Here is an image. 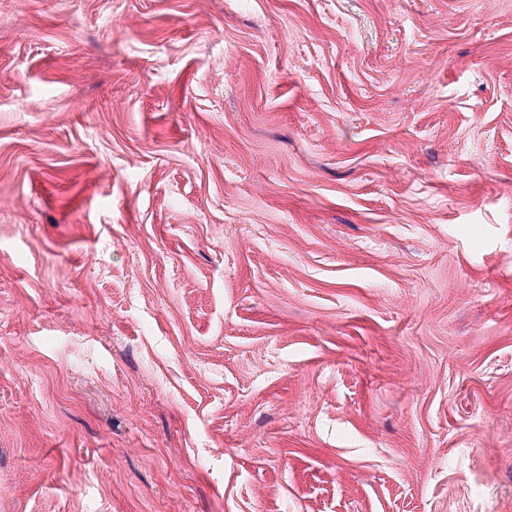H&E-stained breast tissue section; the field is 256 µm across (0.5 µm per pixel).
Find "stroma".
Wrapping results in <instances>:
<instances>
[{"label":"stroma","mask_w":512,"mask_h":512,"mask_svg":"<svg viewBox=\"0 0 512 512\" xmlns=\"http://www.w3.org/2000/svg\"><path fill=\"white\" fill-rule=\"evenodd\" d=\"M0 512H512V0H0Z\"/></svg>","instance_id":"stroma-1"}]
</instances>
